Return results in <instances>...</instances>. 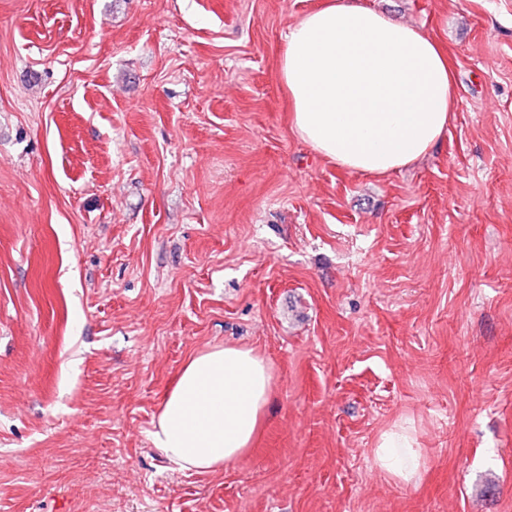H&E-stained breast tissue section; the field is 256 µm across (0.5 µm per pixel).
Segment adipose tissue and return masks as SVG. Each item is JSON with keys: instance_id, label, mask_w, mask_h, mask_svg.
I'll list each match as a JSON object with an SVG mask.
<instances>
[{"instance_id": "1", "label": "adipose tissue", "mask_w": 512, "mask_h": 512, "mask_svg": "<svg viewBox=\"0 0 512 512\" xmlns=\"http://www.w3.org/2000/svg\"><path fill=\"white\" fill-rule=\"evenodd\" d=\"M280 77L300 138L337 166L376 176L429 153L456 103L445 49L363 0H324L291 26ZM271 394L269 367L253 350L200 351L164 396L152 444L183 470L233 465L251 446ZM374 460L405 484L423 469L418 448L402 432L384 433Z\"/></svg>"}]
</instances>
